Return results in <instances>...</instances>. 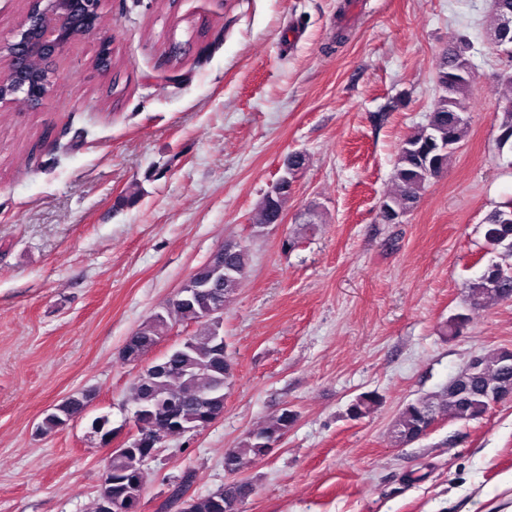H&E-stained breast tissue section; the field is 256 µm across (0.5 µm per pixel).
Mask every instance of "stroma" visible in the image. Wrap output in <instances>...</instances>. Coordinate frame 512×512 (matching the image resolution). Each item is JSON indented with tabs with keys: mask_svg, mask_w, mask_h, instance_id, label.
<instances>
[{
	"mask_svg": "<svg viewBox=\"0 0 512 512\" xmlns=\"http://www.w3.org/2000/svg\"><path fill=\"white\" fill-rule=\"evenodd\" d=\"M490 8L104 0L116 73L93 68L86 37L63 54L46 108L0 105V512H87L112 448L93 419L109 416L112 446L132 430L140 368L123 344L228 239L251 262L224 308V416L165 441L139 512H181L187 471L191 496L232 482L225 450L284 408L296 420L241 472L254 488L241 512H512V401L440 418L405 446L390 434L404 404L441 392L471 356L512 349V301L476 308L466 288L499 261L485 218L512 196V152L497 147L512 57L489 48ZM174 39L189 44L178 64ZM460 39L476 74L467 137L418 204L383 223L398 145L426 124L438 56ZM294 153L307 163L284 221L256 232ZM458 313L470 321L448 335ZM78 392L85 412L40 433ZM367 393L380 406L350 419Z\"/></svg>",
	"mask_w": 512,
	"mask_h": 512,
	"instance_id": "35a3bbf8",
	"label": "stroma"
}]
</instances>
